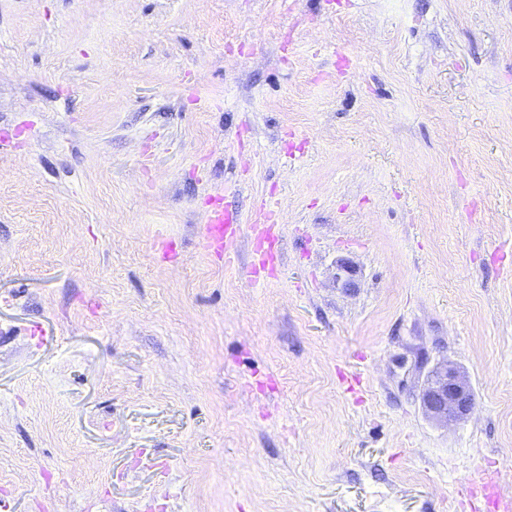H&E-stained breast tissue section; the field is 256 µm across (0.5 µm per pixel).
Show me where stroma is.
<instances>
[{"instance_id":"1","label":"stroma","mask_w":512,"mask_h":512,"mask_svg":"<svg viewBox=\"0 0 512 512\" xmlns=\"http://www.w3.org/2000/svg\"><path fill=\"white\" fill-rule=\"evenodd\" d=\"M216 194L274 204L272 276L200 249ZM484 464L512 0H0V512H491ZM421 401L427 413L446 426L466 417L475 406L466 374L448 361L437 363L431 369Z\"/></svg>"}]
</instances>
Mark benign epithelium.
<instances>
[{
  "mask_svg": "<svg viewBox=\"0 0 512 512\" xmlns=\"http://www.w3.org/2000/svg\"><path fill=\"white\" fill-rule=\"evenodd\" d=\"M421 401L427 413L444 425L463 419L475 406L466 374L448 361H442L431 369Z\"/></svg>",
  "mask_w": 512,
  "mask_h": 512,
  "instance_id": "1",
  "label": "benign epithelium"
}]
</instances>
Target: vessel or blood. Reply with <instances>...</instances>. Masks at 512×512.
Listing matches in <instances>:
<instances>
[{"label":"vessel or blood","instance_id":"vessel-or-blood-1","mask_svg":"<svg viewBox=\"0 0 512 512\" xmlns=\"http://www.w3.org/2000/svg\"><path fill=\"white\" fill-rule=\"evenodd\" d=\"M245 230L249 231L253 245V261L246 267L245 275L254 281L274 271L275 250L280 242L274 211L267 204H258L245 227L237 213L225 207L223 196L208 199L201 246L209 256L219 261L229 259L231 247ZM497 477V472L481 468L470 475L468 483L471 491L482 493L495 512H512V496L502 492Z\"/></svg>","mask_w":512,"mask_h":512}]
</instances>
